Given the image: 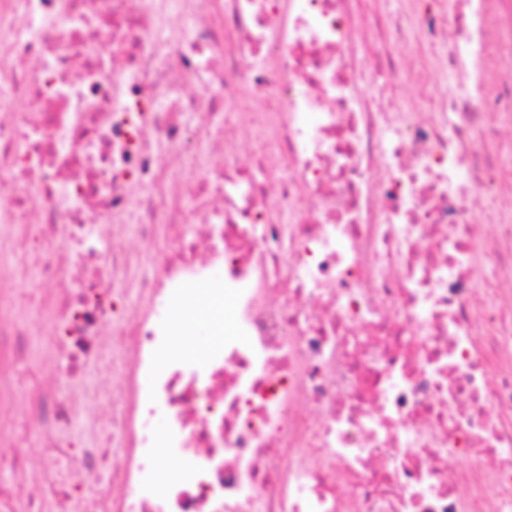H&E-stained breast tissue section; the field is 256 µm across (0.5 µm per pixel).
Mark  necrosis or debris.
<instances>
[{
	"mask_svg": "<svg viewBox=\"0 0 512 512\" xmlns=\"http://www.w3.org/2000/svg\"><path fill=\"white\" fill-rule=\"evenodd\" d=\"M404 2L369 71L351 0H0V230L53 324L28 512H512V0ZM202 283L237 325L191 359ZM204 306L198 309L195 305L184 308L181 312L180 318L186 322L194 321L196 318L200 319L204 314ZM180 332L182 336H177L174 342V350L176 353H194L208 344L209 326L208 322L197 320L191 323H181ZM187 344L194 345V350H188Z\"/></svg>",
	"mask_w": 512,
	"mask_h": 512,
	"instance_id": "4bbe7bcc",
	"label": "necrosis or debris"
}]
</instances>
